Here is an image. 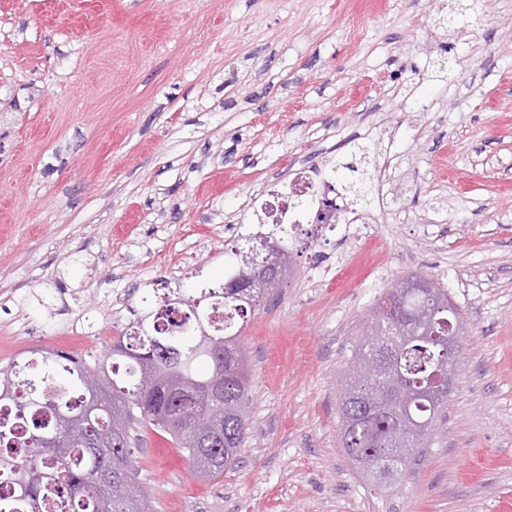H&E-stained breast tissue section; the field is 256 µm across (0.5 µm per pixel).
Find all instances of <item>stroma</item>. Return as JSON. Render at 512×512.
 <instances>
[{"label": "stroma", "instance_id": "obj_1", "mask_svg": "<svg viewBox=\"0 0 512 512\" xmlns=\"http://www.w3.org/2000/svg\"><path fill=\"white\" fill-rule=\"evenodd\" d=\"M439 0H0V370L102 359L158 282L222 278L238 225L346 140L374 144L377 237L305 224L294 274L240 335L242 461L200 479L136 425L152 512H512V0L437 28ZM356 259L340 281L315 259ZM422 271L467 327L423 455L375 485L338 437L362 314ZM90 313L106 339L71 347Z\"/></svg>", "mask_w": 512, "mask_h": 512}]
</instances>
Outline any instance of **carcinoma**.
<instances>
[{
    "mask_svg": "<svg viewBox=\"0 0 512 512\" xmlns=\"http://www.w3.org/2000/svg\"><path fill=\"white\" fill-rule=\"evenodd\" d=\"M375 165L370 145L350 142L346 155L328 171L330 179H343V192L358 200L365 197ZM384 298L362 316L361 324L385 325L392 320L383 310ZM224 308V326L209 331L212 343L222 346L224 363H219L208 346L198 347L201 330L209 327L210 312ZM257 307L247 288H178L163 294L156 307L120 330L124 354L109 348L96 364L77 362L60 350L40 351L35 367L13 365L0 371V394L10 391L14 400L0 401V512H44L48 496L56 497L64 512H150L143 492L134 499L126 495L132 482V433L135 413L174 436L187 452L193 470L203 478L224 475L239 463L249 430V419L239 411L248 403L250 368L241 350V327ZM418 325L396 337V347L387 354L404 383L416 389L410 408L402 413L407 428L401 443L388 437L395 425L370 415L358 405L355 393L368 390L380 394L399 382L387 375L366 378L363 365L374 358L379 344L363 336L355 340L338 399L341 447L351 460L363 458L390 482L411 463L423 447L410 428L433 423L448 402V372L442 364L448 355L438 337L424 336ZM169 348L172 354L157 364L159 385L182 387L179 398L138 391L140 356L151 343ZM224 377L222 438L210 446L197 440L216 414L208 403L207 382L216 372ZM97 408L83 419L89 400ZM77 417L81 426L63 427L58 415ZM67 433L69 446L48 448L47 438Z\"/></svg>",
    "mask_w": 512,
    "mask_h": 512,
    "instance_id": "carcinoma-1",
    "label": "carcinoma"
}]
</instances>
